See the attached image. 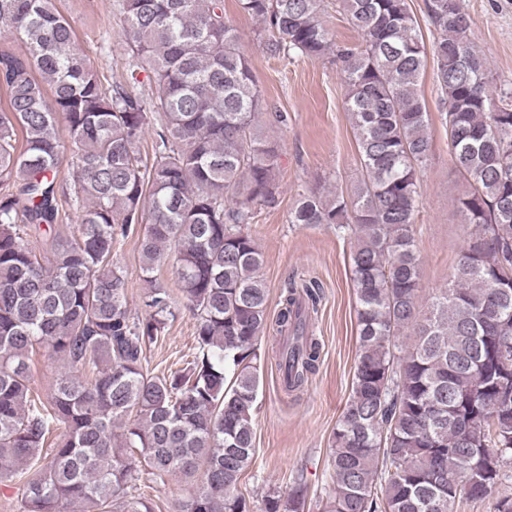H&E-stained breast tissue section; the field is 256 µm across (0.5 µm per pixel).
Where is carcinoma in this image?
Here are the masks:
<instances>
[{
  "mask_svg": "<svg viewBox=\"0 0 512 512\" xmlns=\"http://www.w3.org/2000/svg\"><path fill=\"white\" fill-rule=\"evenodd\" d=\"M327 0H238L271 58L341 62L363 178L351 194L301 195L289 223L354 239L359 350L333 433L321 512H460L512 480V101L493 89L459 0H425L426 46L407 0H339L361 42L338 46ZM121 33L155 94L100 74L55 0H0V483L23 512H154L153 480L189 485L177 512H253L239 493L254 457L260 340L283 335L277 368L295 392L314 374L309 334L319 285L285 281L275 321L245 231L280 190L276 143L224 0H120ZM472 226L448 287L422 304L417 217L432 147L418 93L427 58ZM156 114L154 153L138 147ZM73 146L69 178L60 177ZM79 213L62 237L63 205ZM138 224L153 288L128 307L113 255ZM173 254L198 350L168 376L143 366L173 316L154 272ZM37 347L65 372L31 396ZM63 434H58L59 429ZM306 483L270 493L264 512H304Z\"/></svg>",
  "mask_w": 512,
  "mask_h": 512,
  "instance_id": "carcinoma-1",
  "label": "carcinoma"
}]
</instances>
